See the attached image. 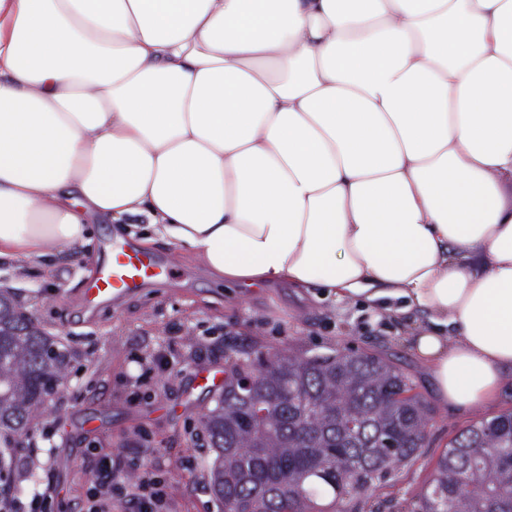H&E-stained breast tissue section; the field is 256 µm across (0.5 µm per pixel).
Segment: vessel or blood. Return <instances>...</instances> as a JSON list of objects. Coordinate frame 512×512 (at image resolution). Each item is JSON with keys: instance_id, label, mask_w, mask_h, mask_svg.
Instances as JSON below:
<instances>
[{"instance_id": "vessel-or-blood-1", "label": "vessel or blood", "mask_w": 512, "mask_h": 512, "mask_svg": "<svg viewBox=\"0 0 512 512\" xmlns=\"http://www.w3.org/2000/svg\"><path fill=\"white\" fill-rule=\"evenodd\" d=\"M170 270L159 258L123 245H113L111 259L101 267L85 289L83 300L89 307L131 293L145 282L157 280Z\"/></svg>"}]
</instances>
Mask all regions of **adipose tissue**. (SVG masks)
Masks as SVG:
<instances>
[{
    "instance_id": "ef3b65f1",
    "label": "adipose tissue",
    "mask_w": 512,
    "mask_h": 512,
    "mask_svg": "<svg viewBox=\"0 0 512 512\" xmlns=\"http://www.w3.org/2000/svg\"><path fill=\"white\" fill-rule=\"evenodd\" d=\"M238 288L402 300L442 404L512 371V0H0V263L91 217Z\"/></svg>"
}]
</instances>
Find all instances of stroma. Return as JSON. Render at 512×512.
<instances>
[{
	"label": "stroma",
	"mask_w": 512,
	"mask_h": 512,
	"mask_svg": "<svg viewBox=\"0 0 512 512\" xmlns=\"http://www.w3.org/2000/svg\"><path fill=\"white\" fill-rule=\"evenodd\" d=\"M148 251L170 260L169 278L91 313L80 304L89 280L80 256L64 257L50 276L36 265L20 271L0 264V290L69 353L64 387L32 422L35 444L9 459L11 512H89L94 476L107 467L112 512H132L141 486L156 492L157 512H220L198 417L219 393L205 375H223L243 350L375 353L409 375L434 418L421 455L383 488L386 512H413L460 429L479 415L512 410L511 375L484 412L442 405L407 338L417 315L339 300L320 288H231L165 240Z\"/></svg>",
	"instance_id": "stroma-1"
}]
</instances>
